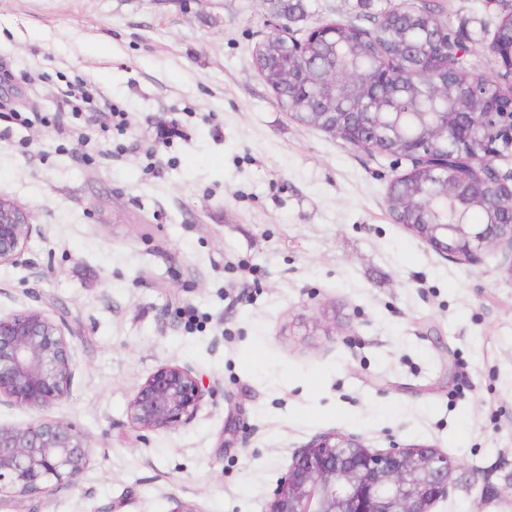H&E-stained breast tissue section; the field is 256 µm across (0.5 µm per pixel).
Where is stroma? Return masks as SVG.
<instances>
[{"instance_id":"stroma-1","label":"stroma","mask_w":512,"mask_h":512,"mask_svg":"<svg viewBox=\"0 0 512 512\" xmlns=\"http://www.w3.org/2000/svg\"><path fill=\"white\" fill-rule=\"evenodd\" d=\"M431 2L494 28L482 0ZM311 21L379 11L307 0ZM274 0H0V195L33 213L0 314L73 332L66 396L0 425L74 424L76 485L0 512H265L296 452L338 431L457 463L433 512H512V263L439 255L386 206L410 164L298 122L252 52ZM85 85L87 99L65 100ZM34 119L27 127L9 113ZM213 389L174 429L128 406L158 367Z\"/></svg>"}]
</instances>
